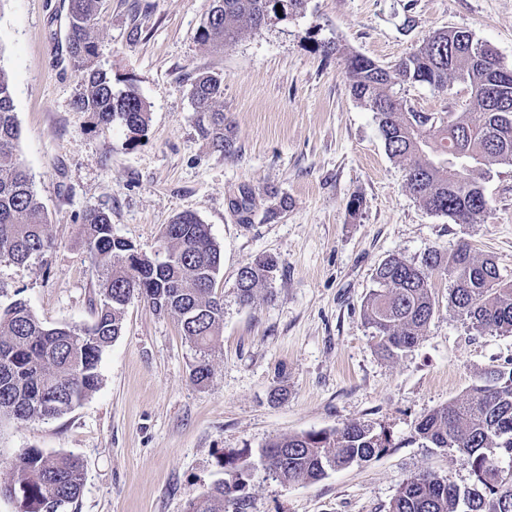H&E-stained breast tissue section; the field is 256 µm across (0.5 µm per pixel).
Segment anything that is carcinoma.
Segmentation results:
<instances>
[{"instance_id": "obj_1", "label": "carcinoma", "mask_w": 512, "mask_h": 512, "mask_svg": "<svg viewBox=\"0 0 512 512\" xmlns=\"http://www.w3.org/2000/svg\"><path fill=\"white\" fill-rule=\"evenodd\" d=\"M102 0H70L68 55L84 91L77 108L99 121L120 120L130 133L145 131L149 110L130 87L115 93L112 78L94 66L93 30ZM276 11L272 0H212L198 31L202 44L221 48L247 29H256ZM492 50L466 30L438 31L389 70L358 54L345 58L354 97L374 112L389 155L406 171V186L423 206L457 224H478L487 209L482 181L493 163L512 164V73L498 71ZM444 92L459 81L470 89L460 112H418L393 90L392 75ZM507 84V102L490 97L487 86ZM190 97L200 134L226 156L238 152L231 127L217 104L224 81L200 73ZM19 128L8 73L0 66V260L25 263L52 241L31 178L17 154ZM469 158L448 170V152ZM80 234L100 274V301L92 325L46 326L20 300L0 307V418L57 419L80 405L99 384L104 351L122 333L126 305L143 299L158 314L175 318L195 348L190 372L198 386L212 374L210 357L222 335L224 296L217 291L221 253L209 226L185 212L163 231V256L143 255L115 236L109 215L96 208L84 214ZM277 260L258 255L242 266L236 281L242 305L269 284ZM448 278V308L478 332H512V276L491 257H476L463 243L449 255L437 250L418 263L395 255L376 268L374 288L361 313L373 329L379 353L392 358L413 348L434 313L432 278ZM420 438L457 454L472 477L460 489L430 472L407 478L389 512H512V369L487 370L470 392L437 408L416 427ZM393 447L389 429L361 422L276 438L255 463L243 448L224 457V481L192 498L188 512H246L247 489L258 470L283 484L319 480L328 472L368 462ZM82 463L58 461L38 448H25L0 483V496L19 502L20 512H56L60 500L74 504L82 490ZM234 509L227 510V504Z\"/></svg>"}]
</instances>
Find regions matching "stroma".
<instances>
[{
	"mask_svg": "<svg viewBox=\"0 0 512 512\" xmlns=\"http://www.w3.org/2000/svg\"><path fill=\"white\" fill-rule=\"evenodd\" d=\"M209 5L104 0L95 63L114 90L133 86L147 103L138 136L75 109L83 86L66 47L69 0H0V66L13 87L18 155L52 238L28 263L0 261V302L24 300L50 326L93 323L98 274L79 233L91 208L149 256L178 214H196L220 249L224 295L207 386L190 380L193 351L177 322L132 299L121 336L102 355L99 387L81 405L49 421H0V482L22 449L38 448L80 458L72 512H186L223 480L228 453L357 421L389 428L394 448L316 482L286 486L258 475L246 512H388L400 485L424 471L471 486L462 461L415 428L465 397L487 368L512 364V333L463 323L437 275L424 336L386 359L361 308L390 255L417 263L466 243L512 274V165L490 166L482 223L428 211L407 189L374 113L353 96L344 58L391 67L434 30L456 28L512 67V0H307L302 13L269 19L221 48L197 39ZM203 72L224 80L236 155L214 151L198 133L189 88ZM395 90L422 112L455 110L467 97L459 81L445 93L419 83ZM353 196L361 200L354 214ZM241 201L247 211H238ZM259 254L275 257L278 270L244 307L237 274ZM277 389L282 399H273Z\"/></svg>",
	"mask_w": 512,
	"mask_h": 512,
	"instance_id": "obj_1",
	"label": "stroma"
}]
</instances>
